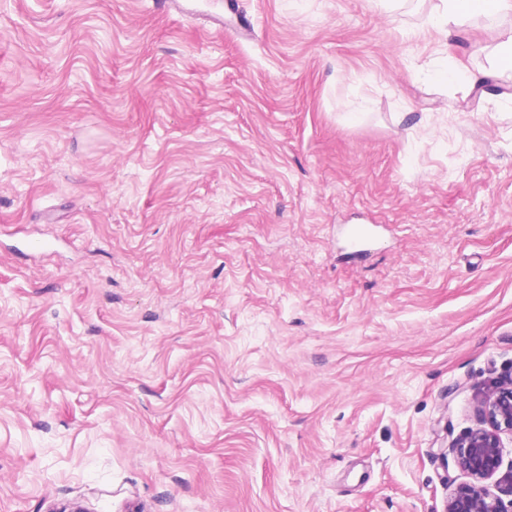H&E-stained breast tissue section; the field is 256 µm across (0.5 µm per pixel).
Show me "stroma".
Wrapping results in <instances>:
<instances>
[{
    "label": "stroma",
    "mask_w": 512,
    "mask_h": 512,
    "mask_svg": "<svg viewBox=\"0 0 512 512\" xmlns=\"http://www.w3.org/2000/svg\"><path fill=\"white\" fill-rule=\"evenodd\" d=\"M188 2L0 0V512H444L512 372V11ZM443 2V10L431 18L434 26L448 25V36H451L453 28L462 25L474 15L497 17L506 8H512L508 0H440Z\"/></svg>",
    "instance_id": "stroma-1"
}]
</instances>
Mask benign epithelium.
<instances>
[{"instance_id": "benign-epithelium-1", "label": "benign epithelium", "mask_w": 512, "mask_h": 512, "mask_svg": "<svg viewBox=\"0 0 512 512\" xmlns=\"http://www.w3.org/2000/svg\"><path fill=\"white\" fill-rule=\"evenodd\" d=\"M478 413V426L453 447L458 467L471 482L450 493L445 512H512L491 490L505 487L512 496V462L504 464L503 453L504 438L512 439V374L481 397Z\"/></svg>"}]
</instances>
